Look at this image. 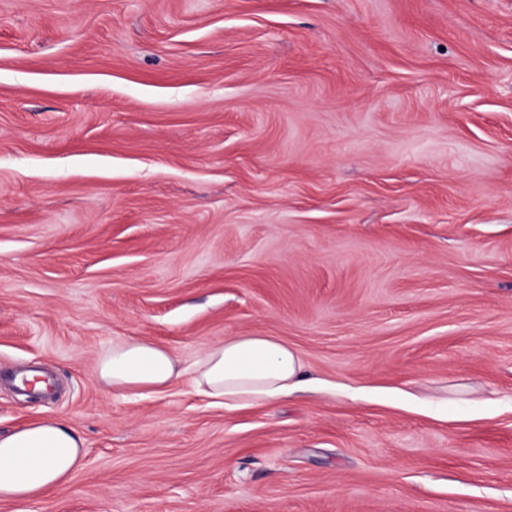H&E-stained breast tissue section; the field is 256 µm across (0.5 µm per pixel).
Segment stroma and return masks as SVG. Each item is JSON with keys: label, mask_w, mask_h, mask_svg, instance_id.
Listing matches in <instances>:
<instances>
[{"label": "stroma", "mask_w": 512, "mask_h": 512, "mask_svg": "<svg viewBox=\"0 0 512 512\" xmlns=\"http://www.w3.org/2000/svg\"><path fill=\"white\" fill-rule=\"evenodd\" d=\"M121 336L327 387L115 393ZM49 417L82 468L0 512H512V0H0V435ZM300 355L272 336H232L206 348L190 367L196 391L224 408L278 401L310 381Z\"/></svg>", "instance_id": "obj_1"}]
</instances>
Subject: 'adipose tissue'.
Masks as SVG:
<instances>
[{"instance_id":"obj_1","label":"adipose tissue","mask_w":512,"mask_h":512,"mask_svg":"<svg viewBox=\"0 0 512 512\" xmlns=\"http://www.w3.org/2000/svg\"><path fill=\"white\" fill-rule=\"evenodd\" d=\"M99 381L123 394L158 392L182 377L225 408L280 400L305 386V364L271 336H232L206 348L191 367L164 347L136 338L113 340L98 360ZM83 441L67 422L40 419L0 437V500L29 501L65 486L81 468Z\"/></svg>"}]
</instances>
